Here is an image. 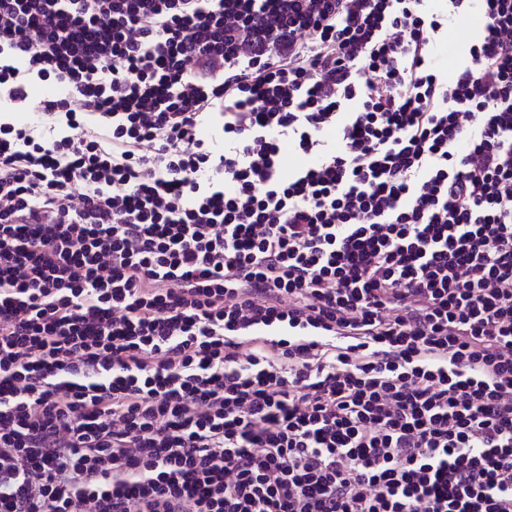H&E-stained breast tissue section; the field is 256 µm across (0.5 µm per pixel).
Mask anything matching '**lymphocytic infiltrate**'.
I'll use <instances>...</instances> for the list:
<instances>
[{"label":"lymphocytic infiltrate","instance_id":"lymphocytic-infiltrate-1","mask_svg":"<svg viewBox=\"0 0 512 512\" xmlns=\"http://www.w3.org/2000/svg\"><path fill=\"white\" fill-rule=\"evenodd\" d=\"M37 80L0 512H512V0H0ZM468 24L471 26H475L476 28H466L464 26H451L450 29L447 32L444 33L443 36L439 38V43L437 50L439 51V54L435 55V64L443 71H446L448 67H452L455 65H459L462 63V61L466 58L465 52L468 48V46L475 40V38L479 34V28L478 26H481L482 24V17L479 14L471 13L468 18ZM456 32L457 33V44L456 54L449 60L448 62V47H447V53L445 51V41L448 38V33Z\"/></svg>","mask_w":512,"mask_h":512}]
</instances>
